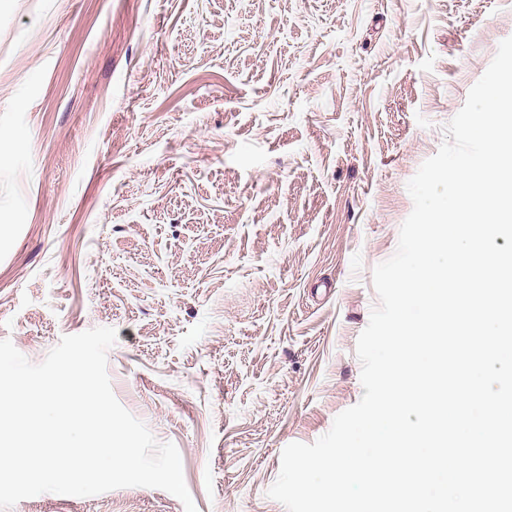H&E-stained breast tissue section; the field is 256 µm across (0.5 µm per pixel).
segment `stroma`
I'll list each match as a JSON object with an SVG mask.
<instances>
[{
  "label": "stroma",
  "mask_w": 512,
  "mask_h": 512,
  "mask_svg": "<svg viewBox=\"0 0 512 512\" xmlns=\"http://www.w3.org/2000/svg\"><path fill=\"white\" fill-rule=\"evenodd\" d=\"M508 37L512 0H0V339L114 328V396L197 512H286L284 447L362 397L406 185Z\"/></svg>",
  "instance_id": "35a3bbf8"
}]
</instances>
